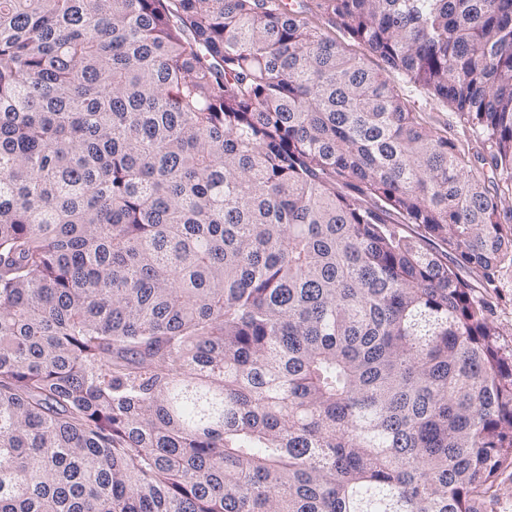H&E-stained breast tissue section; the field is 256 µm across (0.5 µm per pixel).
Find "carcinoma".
I'll return each mask as SVG.
<instances>
[{"mask_svg":"<svg viewBox=\"0 0 512 512\" xmlns=\"http://www.w3.org/2000/svg\"><path fill=\"white\" fill-rule=\"evenodd\" d=\"M507 266L512 0H0V512H477ZM317 24L327 31V33L333 37L336 38L337 41L341 42L347 49V51L353 55L364 57L367 62L371 66H380L382 65L381 60H379L376 56L370 54L367 50V48L352 39L347 33H345L342 29L338 27H334L331 24H328L327 21H320L317 22ZM390 81L396 91L406 98L417 112H421L426 121L442 135L465 143L466 158L470 160V166L478 168L479 171L483 168L484 173L491 176L489 165L481 164L480 158L477 159V152L486 156L485 150L481 144L471 140L468 126L449 103L433 97L421 86L410 82L403 74L390 73Z\"/></svg>","mask_w":512,"mask_h":512,"instance_id":"obj_1","label":"carcinoma"}]
</instances>
